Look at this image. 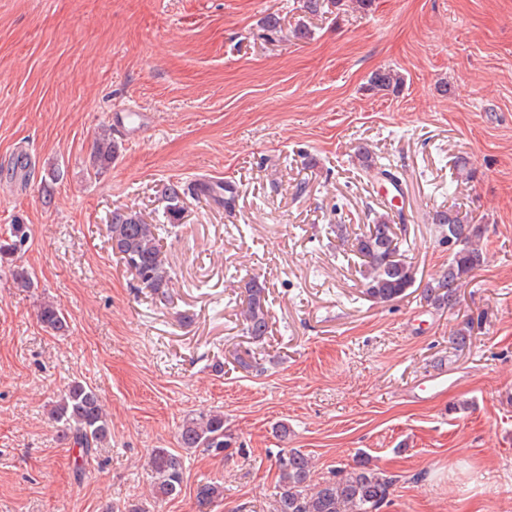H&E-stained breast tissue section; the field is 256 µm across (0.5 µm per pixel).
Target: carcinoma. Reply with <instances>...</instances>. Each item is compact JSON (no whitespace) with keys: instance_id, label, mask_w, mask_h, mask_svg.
Here are the masks:
<instances>
[{"instance_id":"carcinoma-1","label":"carcinoma","mask_w":512,"mask_h":512,"mask_svg":"<svg viewBox=\"0 0 512 512\" xmlns=\"http://www.w3.org/2000/svg\"><path fill=\"white\" fill-rule=\"evenodd\" d=\"M344 0H304V11L323 15L342 10ZM403 78L391 68L372 72L368 89L376 92L397 93ZM117 146L112 135L104 133L93 142L91 166L99 171L112 165ZM354 161L370 181H384L399 188L400 172L379 157L368 146L358 143L353 147ZM159 193L165 202L164 214L169 225L175 227L183 213L188 189L177 184L163 186ZM365 232L350 237L347 227L338 224L335 234L336 250L350 251L361 259L362 293L376 305L388 306L403 299L416 286L426 305L434 309H452L459 302L458 291L471 274L486 260L482 248L484 226L467 222L461 213L450 207L437 210L431 223L448 236V266L425 283H416L414 268L402 258V237L392 231L390 216L368 209ZM112 253L123 260L137 280L161 303L171 300L169 288L172 276L167 258L157 234V225L145 222L138 212L116 210L106 225ZM29 239L27 225L22 220L12 224L10 236L0 239V270L8 273L14 287L23 290L34 287L30 270L18 263L19 253ZM244 300L241 315L245 333L259 341L268 333L269 309L264 282L252 277L244 282ZM41 325L55 334L68 331L67 315L61 307L43 302L37 310ZM49 415L62 424V437L79 449L82 462H87L103 447L111 436L109 419L99 394L88 385L73 381L53 402ZM179 448L190 451L201 449L228 459L235 454L233 440L224 428V413L210 410L195 414L179 427L176 436ZM278 470L277 492L273 512H381L388 503L395 478L384 470L371 466L358 457L345 464L333 475L320 482H312L314 463L298 448L281 449L276 457ZM146 469L150 478L151 495L155 500L171 499L182 490L184 464L182 455L169 448H153L148 454ZM224 497V486L205 482L197 489L201 502Z\"/></svg>"}]
</instances>
